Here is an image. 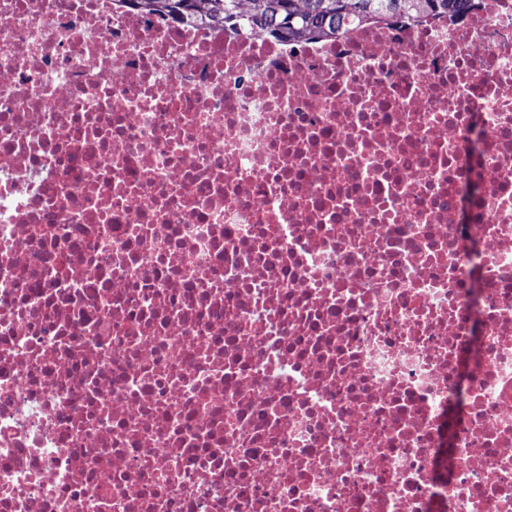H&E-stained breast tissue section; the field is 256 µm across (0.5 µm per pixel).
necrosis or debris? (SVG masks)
<instances>
[{
	"instance_id": "obj_1",
	"label": "necrosis or debris",
	"mask_w": 512,
	"mask_h": 512,
	"mask_svg": "<svg viewBox=\"0 0 512 512\" xmlns=\"http://www.w3.org/2000/svg\"><path fill=\"white\" fill-rule=\"evenodd\" d=\"M0 512H512V0H0ZM136 0L149 12L166 13L192 23L222 25L238 31L244 16L250 30L279 40L334 36L351 20L385 16L447 14L463 11L471 0ZM301 1V4H299Z\"/></svg>"
}]
</instances>
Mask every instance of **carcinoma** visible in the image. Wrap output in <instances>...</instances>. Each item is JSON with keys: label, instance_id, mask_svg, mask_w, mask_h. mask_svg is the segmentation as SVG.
<instances>
[{"label": "carcinoma", "instance_id": "cac0c4a2", "mask_svg": "<svg viewBox=\"0 0 512 512\" xmlns=\"http://www.w3.org/2000/svg\"><path fill=\"white\" fill-rule=\"evenodd\" d=\"M149 12L166 13L192 23L218 24L238 30L247 20L250 30L271 38L305 40L335 36L346 22L363 18L455 13L470 0H250V11L239 0H136Z\"/></svg>", "mask_w": 512, "mask_h": 512}]
</instances>
